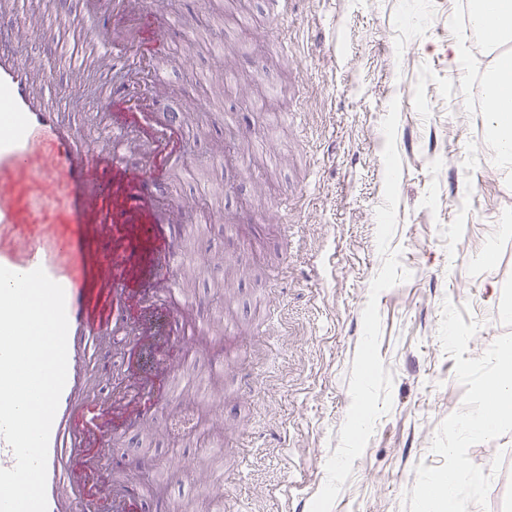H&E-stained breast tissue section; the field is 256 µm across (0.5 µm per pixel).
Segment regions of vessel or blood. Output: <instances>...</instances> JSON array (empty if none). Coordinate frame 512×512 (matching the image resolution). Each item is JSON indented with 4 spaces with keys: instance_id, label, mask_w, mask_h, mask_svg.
Instances as JSON below:
<instances>
[{
    "instance_id": "1",
    "label": "vessel or blood",
    "mask_w": 512,
    "mask_h": 512,
    "mask_svg": "<svg viewBox=\"0 0 512 512\" xmlns=\"http://www.w3.org/2000/svg\"><path fill=\"white\" fill-rule=\"evenodd\" d=\"M139 24L128 35L125 51L130 69L141 70L169 47L175 23L153 9L152 0H78V10L62 22L84 27L89 52L67 60L55 30L44 14L33 15L32 33L44 39L46 56L65 65L75 86L94 81L108 116L102 128L104 145L81 143L66 129L61 112L71 106L69 95L46 96L39 67L10 48L12 34L0 32V235L11 232L9 246L0 245V266L25 273L43 268L65 292L68 319L67 381L52 424L47 458L48 512H70L71 500L95 478L99 512H131V503L107 495L114 469L123 461L111 445L118 432L116 417L137 419L140 409L168 399L175 375L159 359L157 379L134 382L122 406L116 407L89 390L109 367L105 335L145 320L163 298L178 297L183 309L196 299L182 295L178 272L184 264L180 238L194 234L195 220L173 213L172 224H157L156 192L160 182L179 169L182 159L169 147L184 127L164 122L154 99H139L135 114L121 112L124 89L113 79L114 28ZM146 131L147 165L131 166L130 130ZM38 181L47 194L18 203V186ZM64 202V229L32 238L19 231L30 211L46 208L49 191ZM97 451L98 470L89 474L85 449Z\"/></svg>"
}]
</instances>
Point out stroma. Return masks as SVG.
Returning a JSON list of instances; mask_svg holds the SVG:
<instances>
[{
    "label": "stroma",
    "mask_w": 512,
    "mask_h": 512,
    "mask_svg": "<svg viewBox=\"0 0 512 512\" xmlns=\"http://www.w3.org/2000/svg\"><path fill=\"white\" fill-rule=\"evenodd\" d=\"M160 2L191 25L136 91L193 129L160 201L209 218L181 242L183 319L218 314L227 287L237 330L170 349L197 407L183 394L124 428L115 484L136 512H210L219 494L227 512H404L465 392L444 303L479 324L468 357L512 332V159L476 93L492 58L471 0H296L277 24L264 0ZM64 119L93 141L104 115L84 89ZM499 453L470 512H512V433L469 457L487 470Z\"/></svg>",
    "instance_id": "35a3bbf8"
}]
</instances>
